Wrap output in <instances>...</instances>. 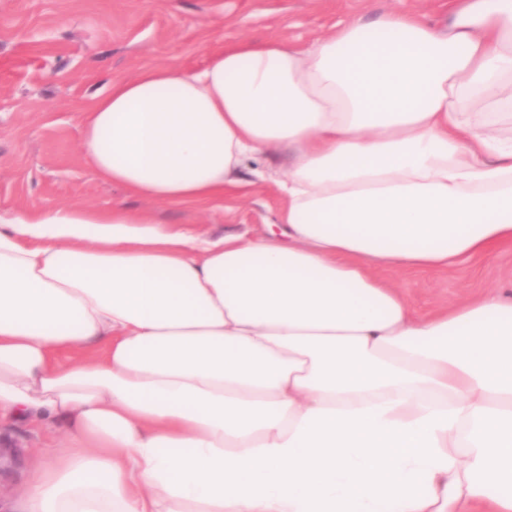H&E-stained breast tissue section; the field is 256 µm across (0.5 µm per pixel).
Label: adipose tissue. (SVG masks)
<instances>
[{
    "label": "adipose tissue",
    "instance_id": "ef3b65f1",
    "mask_svg": "<svg viewBox=\"0 0 512 512\" xmlns=\"http://www.w3.org/2000/svg\"><path fill=\"white\" fill-rule=\"evenodd\" d=\"M283 146L277 237L0 222V411L72 437L17 512H512V296L420 316L375 274L512 246V0L146 68L83 111L96 173L153 201Z\"/></svg>",
    "mask_w": 512,
    "mask_h": 512
}]
</instances>
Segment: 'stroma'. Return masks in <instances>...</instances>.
Segmentation results:
<instances>
[{"instance_id":"obj_1","label":"stroma","mask_w":512,"mask_h":512,"mask_svg":"<svg viewBox=\"0 0 512 512\" xmlns=\"http://www.w3.org/2000/svg\"><path fill=\"white\" fill-rule=\"evenodd\" d=\"M391 11L440 25L448 0H0V216L122 207L214 238L278 232L287 201L263 174L286 172L288 151L247 164V188L222 200L155 202L97 176L81 148L84 107L147 67L199 68L242 41L307 44L338 21L372 22ZM380 275L424 314L488 290L511 295L512 248L448 272ZM0 448L13 456L0 475V512H16L32 472L63 451L62 426L1 411Z\"/></svg>"}]
</instances>
